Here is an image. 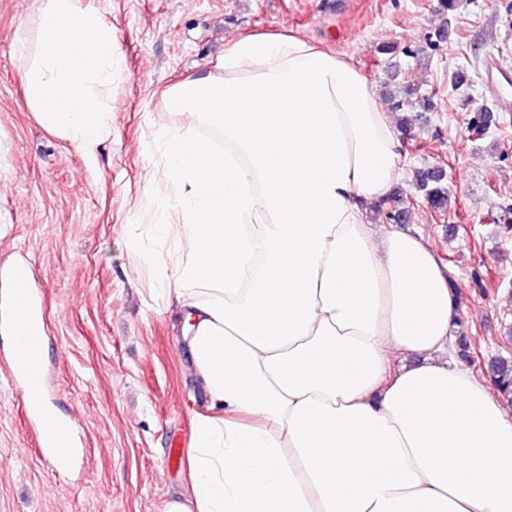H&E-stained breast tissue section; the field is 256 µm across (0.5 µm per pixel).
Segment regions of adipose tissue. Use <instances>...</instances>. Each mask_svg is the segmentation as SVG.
<instances>
[{
  "mask_svg": "<svg viewBox=\"0 0 512 512\" xmlns=\"http://www.w3.org/2000/svg\"><path fill=\"white\" fill-rule=\"evenodd\" d=\"M165 97L224 134L148 145L174 193L141 249L210 397L166 512H512V411L451 360L450 271L368 220L403 170L367 78L258 34Z\"/></svg>",
  "mask_w": 512,
  "mask_h": 512,
  "instance_id": "1",
  "label": "adipose tissue"
}]
</instances>
